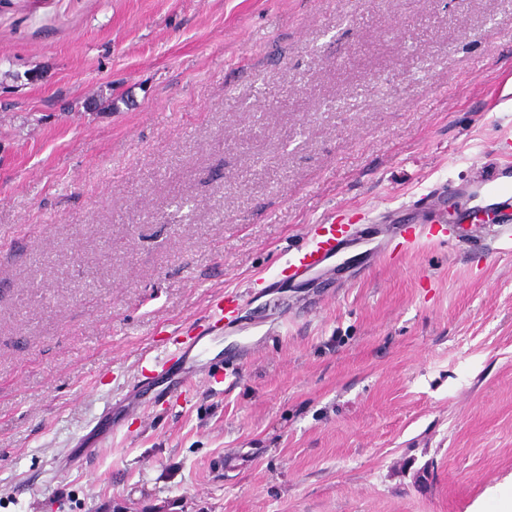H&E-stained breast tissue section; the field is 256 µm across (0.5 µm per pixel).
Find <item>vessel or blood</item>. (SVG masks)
I'll use <instances>...</instances> for the list:
<instances>
[{
  "label": "vessel or blood",
  "mask_w": 512,
  "mask_h": 512,
  "mask_svg": "<svg viewBox=\"0 0 512 512\" xmlns=\"http://www.w3.org/2000/svg\"><path fill=\"white\" fill-rule=\"evenodd\" d=\"M426 203L433 223L447 226L449 237L455 241L475 246L488 239H512V178L506 172H495L475 188L451 185L436 189L427 195ZM481 212L492 214V222L478 223L477 215ZM423 235V230L395 223L387 213L381 216L379 231L375 234L362 224H322L314 240L296 251L284 264L280 275L295 283L306 282L312 274L332 267L335 259L354 248L361 251L363 261L355 270L362 273L386 258L388 237L411 245L418 243ZM244 302V295L237 291L218 296L213 302L215 313L206 327L207 332L222 329L237 332L238 311ZM204 352L202 336L178 342L173 355L156 361L150 373L134 381L133 390L153 385L159 377L169 374L173 380L159 388L158 397L179 391L191 379L190 369Z\"/></svg>",
  "instance_id": "obj_1"
}]
</instances>
